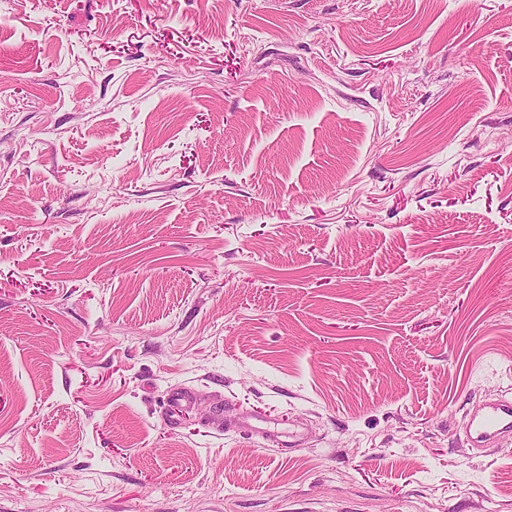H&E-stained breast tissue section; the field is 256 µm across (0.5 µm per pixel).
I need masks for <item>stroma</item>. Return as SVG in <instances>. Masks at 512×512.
<instances>
[{
    "instance_id": "1",
    "label": "stroma",
    "mask_w": 512,
    "mask_h": 512,
    "mask_svg": "<svg viewBox=\"0 0 512 512\" xmlns=\"http://www.w3.org/2000/svg\"><path fill=\"white\" fill-rule=\"evenodd\" d=\"M506 392L512 0H0V512H512ZM467 442L479 451L497 446L512 435V398L501 397L474 407L465 427Z\"/></svg>"
}]
</instances>
